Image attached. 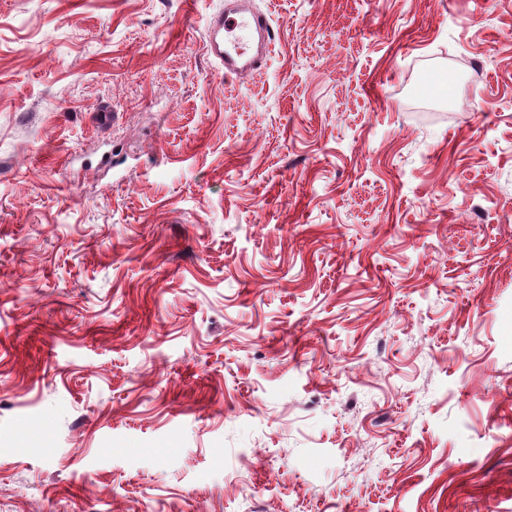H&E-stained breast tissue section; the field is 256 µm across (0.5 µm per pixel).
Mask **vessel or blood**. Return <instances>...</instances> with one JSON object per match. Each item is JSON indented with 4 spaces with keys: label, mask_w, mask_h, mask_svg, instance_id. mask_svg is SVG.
<instances>
[{
    "label": "vessel or blood",
    "mask_w": 512,
    "mask_h": 512,
    "mask_svg": "<svg viewBox=\"0 0 512 512\" xmlns=\"http://www.w3.org/2000/svg\"><path fill=\"white\" fill-rule=\"evenodd\" d=\"M274 39L267 17L253 11L246 0H225L211 15L206 31V52L230 77L256 75L264 66Z\"/></svg>",
    "instance_id": "vessel-or-blood-1"
}]
</instances>
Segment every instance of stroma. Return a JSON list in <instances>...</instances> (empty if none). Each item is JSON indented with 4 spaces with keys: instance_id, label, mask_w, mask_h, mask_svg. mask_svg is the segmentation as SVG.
<instances>
[{
    "instance_id": "stroma-1",
    "label": "stroma",
    "mask_w": 512,
    "mask_h": 512,
    "mask_svg": "<svg viewBox=\"0 0 512 512\" xmlns=\"http://www.w3.org/2000/svg\"><path fill=\"white\" fill-rule=\"evenodd\" d=\"M223 5L0 0V512H512V0ZM224 4V9L210 16L206 53L224 67V75L253 77L264 66L273 30L267 17L253 11L246 1L226 0ZM255 34L260 47L252 54Z\"/></svg>"
}]
</instances>
